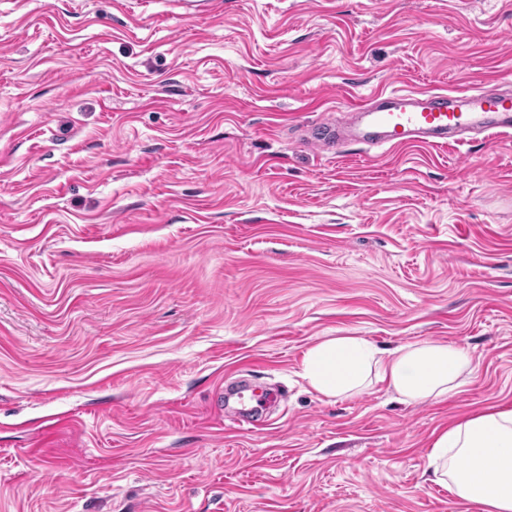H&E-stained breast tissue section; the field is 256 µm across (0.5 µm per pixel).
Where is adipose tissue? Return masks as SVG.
I'll use <instances>...</instances> for the list:
<instances>
[{
	"instance_id": "ef3b65f1",
	"label": "adipose tissue",
	"mask_w": 512,
	"mask_h": 512,
	"mask_svg": "<svg viewBox=\"0 0 512 512\" xmlns=\"http://www.w3.org/2000/svg\"><path fill=\"white\" fill-rule=\"evenodd\" d=\"M473 371L463 347L414 341L391 350L360 336L331 337L310 347L303 378L320 395L357 393L371 381L387 383L403 403L460 394ZM436 480L482 512H512V409L487 408L448 427L429 455Z\"/></svg>"
}]
</instances>
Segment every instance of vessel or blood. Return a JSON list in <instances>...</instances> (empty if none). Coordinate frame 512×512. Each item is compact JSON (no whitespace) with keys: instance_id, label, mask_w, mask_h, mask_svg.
<instances>
[{"instance_id":"1","label":"vessel or blood","mask_w":512,"mask_h":512,"mask_svg":"<svg viewBox=\"0 0 512 512\" xmlns=\"http://www.w3.org/2000/svg\"><path fill=\"white\" fill-rule=\"evenodd\" d=\"M474 136L487 141L512 136L511 92L476 87L460 99L444 92L419 99L408 89H382L353 105L346 118L323 119L316 140L326 152L348 140L398 151L443 149Z\"/></svg>"}]
</instances>
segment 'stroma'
I'll use <instances>...</instances> for the list:
<instances>
[{
    "instance_id": "1",
    "label": "stroma",
    "mask_w": 512,
    "mask_h": 512,
    "mask_svg": "<svg viewBox=\"0 0 512 512\" xmlns=\"http://www.w3.org/2000/svg\"><path fill=\"white\" fill-rule=\"evenodd\" d=\"M512 90V0H0V512H481L436 436L512 408V138L311 143L397 84ZM467 348L459 395L302 377ZM273 389L260 431L220 387ZM473 371V357L463 347L414 341L392 350L361 336H336L305 353L303 378L320 395L331 398L358 393L372 383L387 382L403 403H423L460 394Z\"/></svg>"
}]
</instances>
